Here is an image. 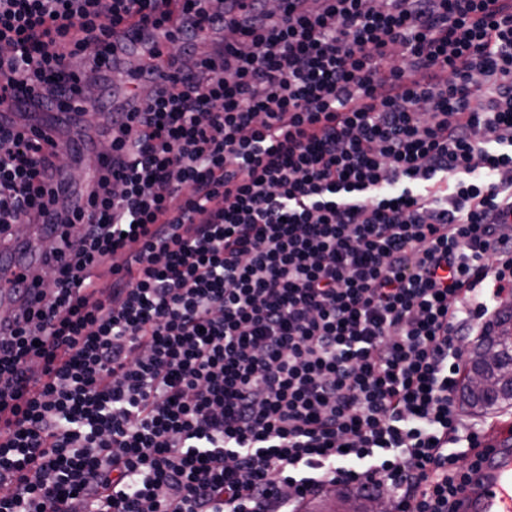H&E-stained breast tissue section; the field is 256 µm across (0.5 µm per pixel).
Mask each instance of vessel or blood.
I'll return each instance as SVG.
<instances>
[{"instance_id": "b4317fda", "label": "vessel or blood", "mask_w": 512, "mask_h": 512, "mask_svg": "<svg viewBox=\"0 0 512 512\" xmlns=\"http://www.w3.org/2000/svg\"><path fill=\"white\" fill-rule=\"evenodd\" d=\"M182 25L178 13H170L167 21L158 27L125 28L114 36L115 54L109 57L107 67H123V84L112 89L111 112H92L88 118L94 131L109 125L113 113L141 111L146 102L139 85L138 68L149 56L155 43L166 42ZM0 125L15 128H35L39 133L61 138L55 116L23 111L21 104L0 109ZM83 174L79 181L68 182V202L71 207L83 208L98 180L103 162L99 154L87 151L77 159ZM43 253L34 239H27L23 252L0 259V320L13 319L26 305L28 297L16 283L25 279L28 287H35L42 268ZM482 458L477 469L470 472L458 495V512H512V430L503 428L496 440L483 444Z\"/></svg>"}]
</instances>
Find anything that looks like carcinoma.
Instances as JSON below:
<instances>
[{
	"label": "carcinoma",
	"mask_w": 512,
	"mask_h": 512,
	"mask_svg": "<svg viewBox=\"0 0 512 512\" xmlns=\"http://www.w3.org/2000/svg\"><path fill=\"white\" fill-rule=\"evenodd\" d=\"M463 402L475 411L512 405V341L477 342L466 361Z\"/></svg>",
	"instance_id": "obj_1"
}]
</instances>
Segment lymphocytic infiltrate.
I'll return each mask as SVG.
<instances>
[{
  "mask_svg": "<svg viewBox=\"0 0 512 512\" xmlns=\"http://www.w3.org/2000/svg\"><path fill=\"white\" fill-rule=\"evenodd\" d=\"M170 0H0V106L82 95ZM230 40L120 112L84 212L0 127V241L46 299L0 334V512H457L461 346L512 293V0H179ZM110 276L102 291L97 282ZM343 495L349 498V501L343 506L340 501L336 498V492H330L325 495L313 498L305 505V512H355L349 510H355L359 504H371L364 500L362 496L354 490L347 488H339ZM350 507V509H348Z\"/></svg>",
  "mask_w": 512,
  "mask_h": 512,
  "instance_id": "1",
  "label": "lymphocytic infiltrate"
}]
</instances>
